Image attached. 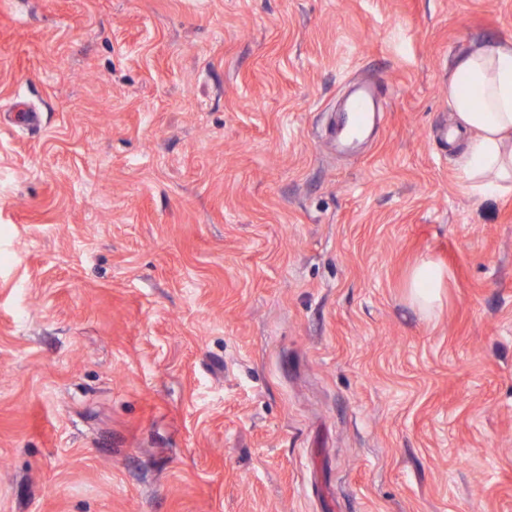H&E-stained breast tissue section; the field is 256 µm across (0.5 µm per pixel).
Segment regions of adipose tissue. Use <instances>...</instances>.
Here are the masks:
<instances>
[{
  "label": "adipose tissue",
  "instance_id": "adipose-tissue-1",
  "mask_svg": "<svg viewBox=\"0 0 512 512\" xmlns=\"http://www.w3.org/2000/svg\"><path fill=\"white\" fill-rule=\"evenodd\" d=\"M448 105L457 127L471 134L459 159L468 192L512 193V41L490 40L460 53L448 74ZM444 279L436 263L421 259L409 281L413 302L432 309Z\"/></svg>",
  "mask_w": 512,
  "mask_h": 512
}]
</instances>
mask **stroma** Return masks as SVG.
Masks as SVG:
<instances>
[{
	"mask_svg": "<svg viewBox=\"0 0 512 512\" xmlns=\"http://www.w3.org/2000/svg\"><path fill=\"white\" fill-rule=\"evenodd\" d=\"M488 39L512 0H0V512H512V193L435 138ZM385 91L381 83L354 87L339 115L342 139L357 141L370 125L373 116L383 110ZM445 279L444 271L431 259L423 258L413 269L409 281L412 301L421 310H430L439 297Z\"/></svg>",
	"mask_w": 512,
	"mask_h": 512,
	"instance_id": "1",
	"label": "stroma"
}]
</instances>
